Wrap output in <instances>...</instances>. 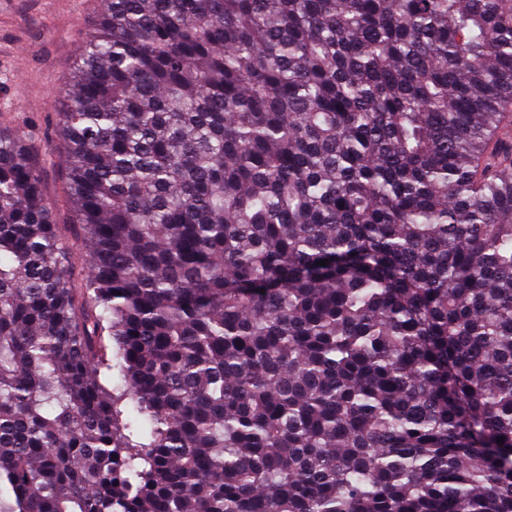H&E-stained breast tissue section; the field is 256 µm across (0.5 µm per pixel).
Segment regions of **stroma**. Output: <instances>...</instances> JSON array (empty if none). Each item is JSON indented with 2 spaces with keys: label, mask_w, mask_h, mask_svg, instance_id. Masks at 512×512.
Segmentation results:
<instances>
[{
  "label": "stroma",
  "mask_w": 512,
  "mask_h": 512,
  "mask_svg": "<svg viewBox=\"0 0 512 512\" xmlns=\"http://www.w3.org/2000/svg\"><path fill=\"white\" fill-rule=\"evenodd\" d=\"M100 0H0V124L18 130L40 161L56 223L73 219L69 175L51 141L55 100Z\"/></svg>",
  "instance_id": "stroma-1"
}]
</instances>
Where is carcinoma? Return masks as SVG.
<instances>
[{
	"label": "carcinoma",
	"instance_id": "obj_1",
	"mask_svg": "<svg viewBox=\"0 0 512 512\" xmlns=\"http://www.w3.org/2000/svg\"><path fill=\"white\" fill-rule=\"evenodd\" d=\"M82 43V270L0 126V512H512V0H101Z\"/></svg>",
	"mask_w": 512,
	"mask_h": 512
}]
</instances>
